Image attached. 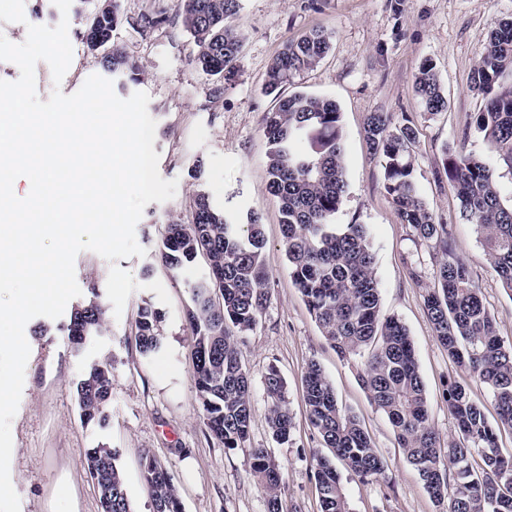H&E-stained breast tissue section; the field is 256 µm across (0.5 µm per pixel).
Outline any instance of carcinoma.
Segmentation results:
<instances>
[{
	"mask_svg": "<svg viewBox=\"0 0 512 512\" xmlns=\"http://www.w3.org/2000/svg\"><path fill=\"white\" fill-rule=\"evenodd\" d=\"M240 8L241 0H178L176 17L193 39L192 63L203 73L224 79L234 75L244 37L230 20ZM96 15V34L87 35L85 28L79 33L91 52L112 41L121 22L117 0L104 4ZM330 49L326 32L305 33L276 56L264 79V92L274 97V106L262 119L269 145L267 187L279 204L290 277L336 354L364 360L362 387L388 418L407 461L442 512H512V455H503L498 446L499 433L512 431V343L499 336L467 263L449 258L448 225L435 222L418 191L412 122L393 127L387 113H370L364 137L383 169V189L397 217L413 236L434 242L441 253L439 287L424 296L435 336L448 359L487 387L496 410L492 423L463 384L448 380L446 402L457 437L441 447L429 422L414 344L397 318L383 314L365 227L347 224L339 229L332 222L346 192L341 112L330 99L305 92L284 94L297 74L316 67ZM100 63L123 87L140 81L139 64L117 47ZM506 72L512 73L511 19L491 30L473 83L487 97L474 123L499 164L512 173V86L499 82ZM415 92L427 114L447 110L433 60L419 65ZM303 139L311 141L307 151L297 148ZM443 166L463 215L481 235L490 267L512 293V206L500 200L496 169L463 151L444 156ZM264 247L258 216L226 213L203 191L194 200L190 220L165 225L157 245L160 262L173 273L199 256L208 261L209 275L189 286L192 304L185 318L193 331L192 369L204 424L209 436L229 449L246 442L253 419L252 382L240 357L239 337L253 330L267 306ZM89 293L63 327L68 346L77 353L106 332L108 303L96 285L89 286ZM163 319L162 311L150 304L139 308L135 341L142 355L163 350ZM264 392L271 435L286 443L292 417L278 370L265 375ZM76 395L83 422L105 426L112 400L111 364L87 362ZM303 398L311 425L332 453L316 458L321 512H349L336 462L362 478H375L384 472V461L358 418L339 406L315 361L303 378ZM117 460V451L104 446L89 448L84 455L100 512H132ZM252 471L265 494L267 512H284L279 462L266 449L256 448ZM141 477L154 512H181L168 470L148 453L142 458Z\"/></svg>",
	"mask_w": 512,
	"mask_h": 512,
	"instance_id": "carcinoma-1",
	"label": "carcinoma"
}]
</instances>
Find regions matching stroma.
I'll return each mask as SVG.
<instances>
[{
  "mask_svg": "<svg viewBox=\"0 0 512 512\" xmlns=\"http://www.w3.org/2000/svg\"><path fill=\"white\" fill-rule=\"evenodd\" d=\"M104 0H73L69 39L73 58L61 84L45 62L35 68L36 92L48 100L54 88L76 92L100 73L95 55L78 32ZM177 0H119L122 22L112 40L142 68L139 91L149 95L148 112L157 126L153 148L163 179L177 180L169 201L148 204L136 227L145 256L119 260L139 283L110 333L81 353L71 351L58 331L37 335L43 318L30 320L25 384L11 422L12 484L20 512H100L97 489L82 464L86 449H117L133 512H153L141 479L144 453L165 464L183 512H266L265 495L252 475V451L265 448L283 471L284 512H321L314 476L324 447L303 401V376L318 361L339 404L362 422L385 472L363 479L345 465L337 470L351 512H438L417 471L406 461L387 417L370 403L360 384L361 363L341 359L322 335L288 273L275 199L267 189V145L261 128L272 99L262 91L272 60L287 42L321 28L332 37L328 55L294 80L293 88L336 102L342 114L347 190L335 221L365 225L375 253L384 314L398 317L416 349L425 383L430 420L440 439L455 436L445 399L447 382L466 384L476 402L492 408L487 388L456 367L435 337L423 297L436 284L439 257L433 243L414 238L401 224L383 189V169L370 155L363 135L366 117L387 112L394 123L411 119L417 129L412 147L415 180L437 222L446 224L452 253L469 266L500 336L512 342V294L492 272L475 226L442 165L444 149L465 146L484 160L492 154L473 116L483 97L471 77L491 29L512 18V0H242L233 19L244 36L236 75L229 81L207 75L190 62L192 38L175 20ZM165 12L168 23L148 25L146 16ZM25 23L0 20V34L24 42L27 27L56 26L61 17L52 0H25ZM432 59L448 100L446 111L425 114L414 91L424 59ZM221 95H214L215 86ZM204 163L203 181L188 174L194 160ZM230 213L252 211L262 218L268 271L267 306L240 345L252 385L253 421L249 439L227 449L208 437L192 375L191 331L185 321L190 284L204 278L208 265L197 258L178 273L158 261L159 230L169 221L188 222L198 190ZM161 281L172 299L164 310L163 350L143 356L134 339L143 302H156L147 285ZM112 357V401L107 427L84 424L75 384L84 362ZM277 369L286 381L292 416L288 443L276 442L266 422L263 380Z\"/></svg>",
  "mask_w": 512,
  "mask_h": 512,
  "instance_id": "1",
  "label": "stroma"
}]
</instances>
